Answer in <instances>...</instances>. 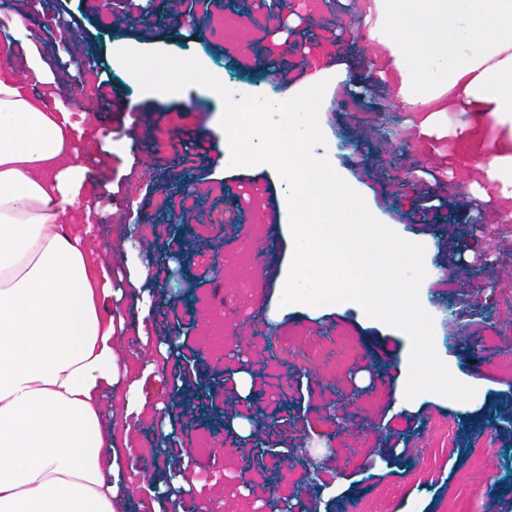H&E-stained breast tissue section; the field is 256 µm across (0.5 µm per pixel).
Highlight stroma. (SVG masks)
Here are the masks:
<instances>
[{
    "label": "stroma",
    "mask_w": 512,
    "mask_h": 512,
    "mask_svg": "<svg viewBox=\"0 0 512 512\" xmlns=\"http://www.w3.org/2000/svg\"><path fill=\"white\" fill-rule=\"evenodd\" d=\"M100 2L71 0L79 24L70 42L82 59L111 66L124 93L118 100L92 91L93 75L80 74L77 63L54 67L48 16L32 14L27 22L39 33L56 80L81 89L72 105L86 116L73 145L97 177L88 198L104 190L119 198L88 238L93 255L108 260L126 283L120 362L127 374L107 400L106 420L117 445L114 476L125 490L119 512H152L169 474L179 471L191 485L188 512L202 501L207 512H258V494L271 490L300 499L302 512H512V360L503 355L512 347V278H498L489 265L495 258L512 262V221H501L498 200L480 215L468 206L480 197L483 178L475 159L458 148L466 114L452 109L439 122L402 106L389 87L397 74L382 47L369 30L346 31L370 0H229L219 8L200 2L188 41L184 28L164 18H125L120 8L105 10ZM120 46L200 57L215 77L255 84L275 102L306 89L314 75L327 80L319 112L322 155L375 218L424 245L428 270L473 265L449 286L425 278L419 298L434 320L436 348L482 396L485 422H472L432 393L394 411L393 392L410 347L401 331L341 306L281 308L279 289L293 252L284 182L267 164L229 165L223 104L212 89L142 92L114 64ZM283 54L296 73L285 87L268 79L270 60ZM346 85L359 92V103L344 101ZM392 150L403 154L401 166L389 165ZM442 165L447 204L421 219L406 173ZM183 184L194 205L180 235L187 288L175 297L159 294L151 280L129 287V274L139 266L153 272L171 265L166 202L179 198ZM144 224L155 231L142 244L126 239ZM271 236L277 246L263 258L261 284L241 287L238 269L249 241ZM203 303L222 311L225 333L246 332L245 341L227 343L219 359L205 343ZM173 336L203 355L196 366L203 386L182 391L177 409L175 431L193 456L187 469L160 443L154 417L155 405L172 396L173 376L143 373L158 360L159 342ZM242 368L255 380L247 398L233 379ZM360 370L370 383L353 402L355 418L329 419L324 404ZM131 398L142 404L141 414L128 412ZM240 417L252 420V435L243 452L230 456L224 448L236 435L225 424ZM325 438L335 439L336 457L312 470L301 450Z\"/></svg>",
    "instance_id": "stroma-1"
}]
</instances>
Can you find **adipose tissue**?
<instances>
[{"mask_svg": "<svg viewBox=\"0 0 512 512\" xmlns=\"http://www.w3.org/2000/svg\"><path fill=\"white\" fill-rule=\"evenodd\" d=\"M374 35L416 112L449 100L479 171L512 202V0H371ZM37 36L15 19L0 48V512H117L105 398L123 375L115 343L123 289L69 223L91 177L64 105L48 107Z\"/></svg>", "mask_w": 512, "mask_h": 512, "instance_id": "1", "label": "adipose tissue"}]
</instances>
